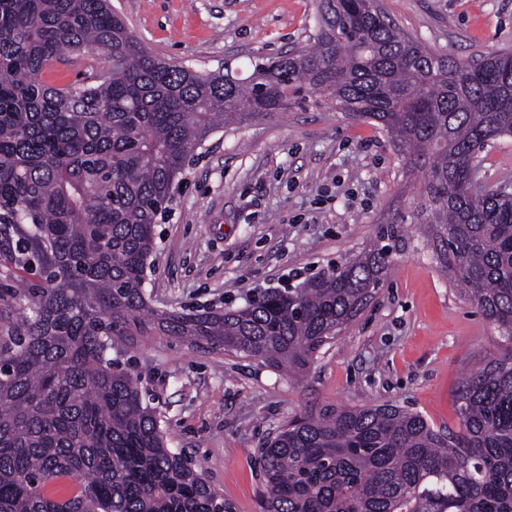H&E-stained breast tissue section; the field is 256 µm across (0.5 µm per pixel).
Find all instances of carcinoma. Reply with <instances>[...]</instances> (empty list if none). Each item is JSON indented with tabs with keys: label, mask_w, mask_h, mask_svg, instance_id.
<instances>
[{
	"label": "carcinoma",
	"mask_w": 512,
	"mask_h": 512,
	"mask_svg": "<svg viewBox=\"0 0 512 512\" xmlns=\"http://www.w3.org/2000/svg\"><path fill=\"white\" fill-rule=\"evenodd\" d=\"M316 0L312 45L198 73L151 55L110 0H0V256L30 271L0 344V512H224L201 464L167 446L115 336L189 337L302 376L364 308L400 230L291 288L219 311H160L144 284L156 226L220 129L313 95L389 132L425 170L418 223L456 287L512 345V195L469 191L512 136V51L439 54L371 4ZM102 53L95 81L41 80ZM459 430L394 404L326 407L258 449L264 512H512V354L456 392ZM96 57L95 53L65 52L58 61L54 62L50 70L43 74L42 80L56 87L88 82L92 68L98 66Z\"/></svg>",
	"instance_id": "carcinoma-1"
}]
</instances>
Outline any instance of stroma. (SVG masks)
I'll return each mask as SVG.
<instances>
[{"instance_id":"stroma-1","label":"stroma","mask_w":512,"mask_h":512,"mask_svg":"<svg viewBox=\"0 0 512 512\" xmlns=\"http://www.w3.org/2000/svg\"><path fill=\"white\" fill-rule=\"evenodd\" d=\"M157 58L200 72L308 43L314 0H111ZM433 50L463 60L512 49V0H378ZM91 53H64L45 83L86 82ZM482 180L512 188V136L481 153ZM421 170H408L371 120L327 107L292 108L215 132L187 167L158 224L148 304L178 311L242 304L257 288L295 284L373 243L402 237L368 305L301 379L242 355L171 336L115 339L112 355L140 379L170 448L200 462L230 512H262L257 450L294 418L328 406L390 402L455 429L454 393L504 353L498 331L436 261L416 223ZM22 269L0 260V341L15 333Z\"/></svg>"}]
</instances>
